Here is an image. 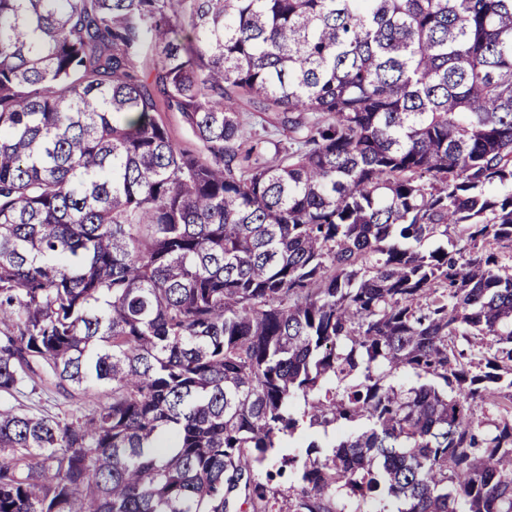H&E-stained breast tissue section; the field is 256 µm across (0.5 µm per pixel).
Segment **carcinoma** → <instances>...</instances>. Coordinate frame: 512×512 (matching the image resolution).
Masks as SVG:
<instances>
[{"instance_id":"1","label":"carcinoma","mask_w":512,"mask_h":512,"mask_svg":"<svg viewBox=\"0 0 512 512\" xmlns=\"http://www.w3.org/2000/svg\"><path fill=\"white\" fill-rule=\"evenodd\" d=\"M0 326V512H512V0H0ZM156 118L166 125L173 142L177 146L191 150L198 148L197 142L184 126L179 113L161 112L156 115ZM105 395V390L100 389L89 392L85 396L75 394L70 397L59 392L54 386L44 384L37 385L35 391H31L29 385L12 396L2 394L1 398L28 412L63 416L64 414H86L92 409L94 402L105 400ZM290 448H279L278 452L269 461L268 469L275 475L271 482L272 487L279 491L278 503L275 505L277 512H288L290 499L294 498L298 484L294 481L291 470L282 463V457L288 454L305 456L306 443L295 442ZM280 473V474H277Z\"/></svg>"}]
</instances>
